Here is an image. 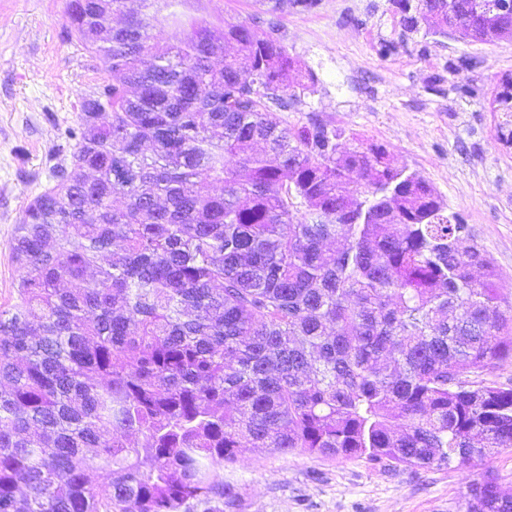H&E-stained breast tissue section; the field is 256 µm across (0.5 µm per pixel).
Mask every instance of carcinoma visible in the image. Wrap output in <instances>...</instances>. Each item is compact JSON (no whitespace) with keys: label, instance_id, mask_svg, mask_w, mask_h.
Returning <instances> with one entry per match:
<instances>
[{"label":"carcinoma","instance_id":"carcinoma-1","mask_svg":"<svg viewBox=\"0 0 512 512\" xmlns=\"http://www.w3.org/2000/svg\"><path fill=\"white\" fill-rule=\"evenodd\" d=\"M392 2L410 31L484 20ZM65 18L110 81L12 237L0 512H224L215 466L241 448L419 469L512 450V386L483 378L512 358V291L428 182L281 126L295 62L270 33L172 11L190 34L161 45L126 0ZM466 512L512 494L489 475Z\"/></svg>","mask_w":512,"mask_h":512}]
</instances>
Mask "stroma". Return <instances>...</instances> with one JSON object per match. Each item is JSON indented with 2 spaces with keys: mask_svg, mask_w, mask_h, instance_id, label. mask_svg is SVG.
I'll return each mask as SVG.
<instances>
[{
  "mask_svg": "<svg viewBox=\"0 0 512 512\" xmlns=\"http://www.w3.org/2000/svg\"><path fill=\"white\" fill-rule=\"evenodd\" d=\"M66 0H0V309L15 299L12 236L27 203L73 146L80 103L107 84L100 60L66 22ZM210 27L274 30L316 79L283 125L338 129L343 146L384 144L394 164L426 179L512 289V112L497 96L512 78V41H463L409 31L391 0H181ZM390 45L380 54L381 45ZM512 493V451L452 468L417 470L365 459L240 449L224 478L235 512H465L486 473Z\"/></svg>",
  "mask_w": 512,
  "mask_h": 512,
  "instance_id": "35a3bbf8",
  "label": "stroma"
}]
</instances>
